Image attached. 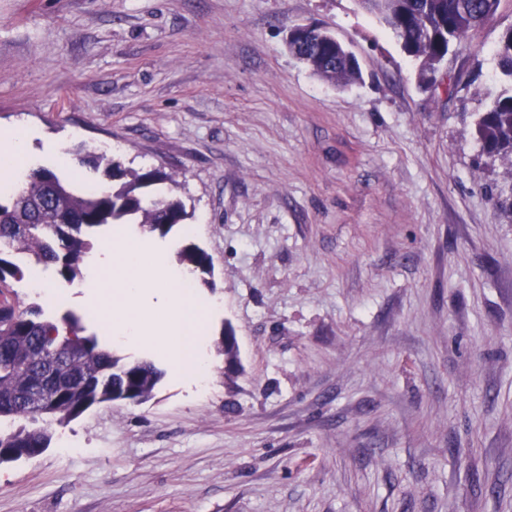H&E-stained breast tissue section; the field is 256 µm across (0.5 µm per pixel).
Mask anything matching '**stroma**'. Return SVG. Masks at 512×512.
<instances>
[{
	"instance_id": "35a3bbf8",
	"label": "stroma",
	"mask_w": 512,
	"mask_h": 512,
	"mask_svg": "<svg viewBox=\"0 0 512 512\" xmlns=\"http://www.w3.org/2000/svg\"><path fill=\"white\" fill-rule=\"evenodd\" d=\"M329 29L361 81L337 86L287 48ZM512 0L418 79L359 0H0V135L29 167L84 185L49 147L176 174L193 212L153 244H196L218 301L203 321L205 383L156 350L113 345L123 270L48 284L86 334L163 372L152 400L103 403L37 458L0 466V512H512V218L485 188L512 160L473 125L501 87L493 50ZM241 368L213 349L224 326Z\"/></svg>"
}]
</instances>
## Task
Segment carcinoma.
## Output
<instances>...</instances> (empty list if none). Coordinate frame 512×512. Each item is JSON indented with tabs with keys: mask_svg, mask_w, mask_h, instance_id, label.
Masks as SVG:
<instances>
[{
	"mask_svg": "<svg viewBox=\"0 0 512 512\" xmlns=\"http://www.w3.org/2000/svg\"><path fill=\"white\" fill-rule=\"evenodd\" d=\"M364 7L399 37L403 50L420 60L424 81L436 83V63L498 14L502 0H361ZM288 49L316 75L333 83L360 79L353 56L320 28L299 30ZM494 59L505 82L492 103L478 113L476 135L489 158L512 156V27L501 36ZM105 165L112 185L76 191L48 168H33L18 186L0 188V453L26 452L32 459L49 448L53 430L80 417L88 408L115 402L125 377L137 375L136 403L152 398L163 371L153 362L123 363L84 334L79 318L44 317L40 304L25 307L10 298L13 284L44 269L71 282L91 255L95 230L106 224H136L150 234L166 235L190 214L172 196H151L146 189L176 183L150 169L127 174L104 155L81 159ZM188 273L209 274L212 259L194 244L178 252ZM225 365L238 363V346L226 331L217 343Z\"/></svg>",
	"mask_w": 512,
	"mask_h": 512,
	"instance_id": "obj_1",
	"label": "carcinoma"
}]
</instances>
